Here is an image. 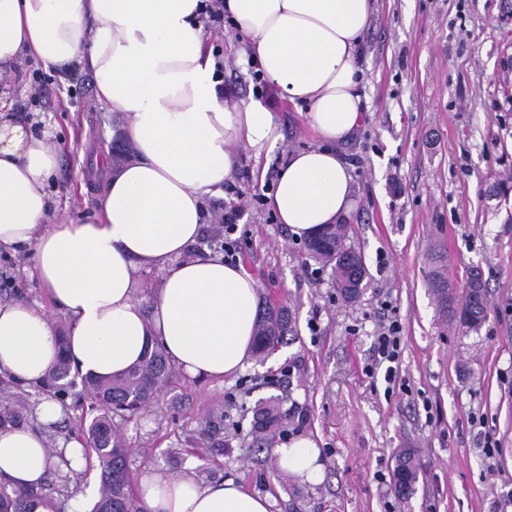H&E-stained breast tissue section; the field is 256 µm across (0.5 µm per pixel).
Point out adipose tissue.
<instances>
[{
  "label": "adipose tissue",
  "instance_id": "obj_1",
  "mask_svg": "<svg viewBox=\"0 0 512 512\" xmlns=\"http://www.w3.org/2000/svg\"><path fill=\"white\" fill-rule=\"evenodd\" d=\"M201 0H0V68L26 57L93 73L100 103L126 120L136 157L109 172L98 214L48 223L46 186L59 153L23 123L0 117V249L30 247L34 274L67 318L60 332L42 307L0 302V376L40 384L59 353L82 372L109 377L159 344L193 377L221 380L248 362L259 316L258 284L239 263L193 253L206 201L240 162L281 132L267 101L225 92L207 49ZM373 0H224L240 40L275 95L305 107L316 146L293 152L270 200L300 238L344 222L353 168L342 146L361 128L363 38ZM140 269L161 273L152 312L134 294ZM280 468L309 483L323 475L315 440L274 450ZM51 449L30 426L0 428V482L43 483ZM147 512H269V497L233 480L201 483L155 474L140 484Z\"/></svg>",
  "mask_w": 512,
  "mask_h": 512
}]
</instances>
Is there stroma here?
Wrapping results in <instances>:
<instances>
[{
	"mask_svg": "<svg viewBox=\"0 0 512 512\" xmlns=\"http://www.w3.org/2000/svg\"><path fill=\"white\" fill-rule=\"evenodd\" d=\"M206 34L225 86L245 102L271 99L282 137L258 159L240 149L236 176L206 202L196 247L223 254L216 218L240 205L234 259L257 281L260 303L283 308L292 330L272 354L251 357L233 376L175 371L150 407L121 425L134 482L154 473L231 479L270 496L271 512H512V200L490 193L512 177V15L501 0H376L361 60L368 112L342 148L356 189L345 245L367 268L353 301L268 204L266 184L276 182L290 153L315 145L312 132L238 58L231 26ZM0 111L59 150L50 223L94 216L98 172L113 161L126 120L99 103L93 74L23 59L0 74ZM438 249L456 293L471 271L482 274L488 315L478 330L449 322L436 304ZM29 254L0 250V299L46 303L27 274ZM393 320L402 340L389 382L373 348L380 324ZM272 396L283 412L276 443L314 438L321 482L280 473L272 447L255 446L254 409ZM207 426L219 427L223 447H197ZM488 435L499 444L490 457ZM404 448L420 464L406 502L392 484ZM49 483L61 501L97 489L98 463L89 459Z\"/></svg>",
	"mask_w": 512,
	"mask_h": 512,
	"instance_id": "35a3bbf8",
	"label": "stroma"
}]
</instances>
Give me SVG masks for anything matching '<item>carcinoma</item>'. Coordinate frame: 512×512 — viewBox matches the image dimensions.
<instances>
[{"label": "carcinoma", "mask_w": 512, "mask_h": 512, "mask_svg": "<svg viewBox=\"0 0 512 512\" xmlns=\"http://www.w3.org/2000/svg\"><path fill=\"white\" fill-rule=\"evenodd\" d=\"M346 225L327 224L321 232L306 241L307 255L324 267H331L341 295L355 300L362 292L367 276L361 255L345 247ZM431 291L439 307L453 321L477 330L487 315V290L480 273L471 274L465 297L457 301L448 280L436 272L431 281ZM289 321L284 310L269 304L260 314L257 325L255 354L264 357L282 342ZM173 377V369L164 350L156 345L145 352L143 359L129 367L123 374L109 378L86 375L81 378L83 398L89 409L97 415L88 425L79 426L74 438L83 445L84 455H94L100 469V489L91 512H139L127 466L130 447L125 441L115 418H129L145 407L158 389ZM76 376L71 365L61 356L42 382L46 396L66 404ZM35 406L27 401L6 403L0 406V427L19 425L33 418ZM281 416L275 404L269 403L256 412L253 423L256 444L259 446L275 438ZM394 491L401 500L409 499L415 492L419 479L414 453L407 448L399 455L392 474ZM38 501L48 512H63L62 503L51 492L50 485L38 489L8 490L0 485V512H30L29 503Z\"/></svg>", "instance_id": "1"}]
</instances>
